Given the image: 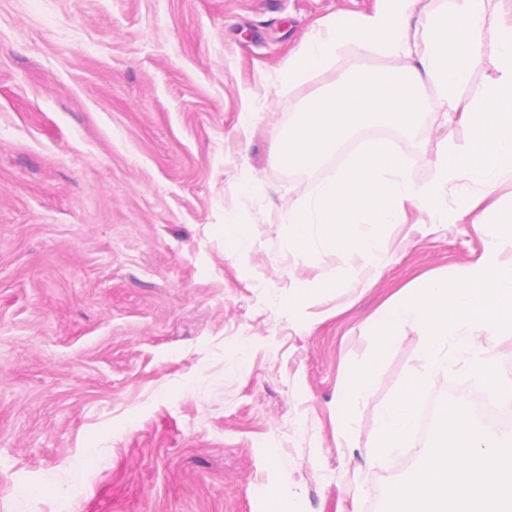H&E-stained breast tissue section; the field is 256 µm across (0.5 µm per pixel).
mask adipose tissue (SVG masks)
Returning a JSON list of instances; mask_svg holds the SVG:
<instances>
[{"mask_svg": "<svg viewBox=\"0 0 512 512\" xmlns=\"http://www.w3.org/2000/svg\"><path fill=\"white\" fill-rule=\"evenodd\" d=\"M419 2L388 0L386 8L364 17L357 27L327 25L307 35L288 58L284 76L289 82L335 58L342 45H353L357 55L348 76L311 97L272 151L288 166H310L354 132L380 125L413 129L424 112L442 113L447 125L468 130L466 143L446 142L432 161L434 181L419 185L387 143L367 141L335 179L321 183L289 211V249H353L376 271L384 256L371 225L401 223L406 206L425 204L433 207L437 223H447L452 215L461 220L500 184L512 182V24L503 25L499 0H448L443 13L426 16L413 27L407 20ZM487 30L498 33L489 56L479 45ZM371 50L406 58L407 64L368 68L361 56ZM487 66L495 78L473 103L463 104L462 88ZM462 180L477 185L478 191L466 207L449 213L443 199Z\"/></svg>", "mask_w": 512, "mask_h": 512, "instance_id": "ef3b65f1", "label": "adipose tissue"}]
</instances>
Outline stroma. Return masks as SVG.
<instances>
[{"mask_svg":"<svg viewBox=\"0 0 512 512\" xmlns=\"http://www.w3.org/2000/svg\"><path fill=\"white\" fill-rule=\"evenodd\" d=\"M384 5L0 0V512H268L275 491L297 512H385L417 462L373 458L376 418L421 337L400 326L378 359L374 332L497 232L408 207L375 226L386 261L369 283L353 251L287 248L289 210L337 167L291 169L272 146L354 49L293 85L281 71L321 21ZM398 137L428 184L468 133L428 112ZM228 214L247 247L225 240ZM372 361L344 431L352 370Z\"/></svg>","mask_w":512,"mask_h":512,"instance_id":"stroma-1","label":"stroma"}]
</instances>
